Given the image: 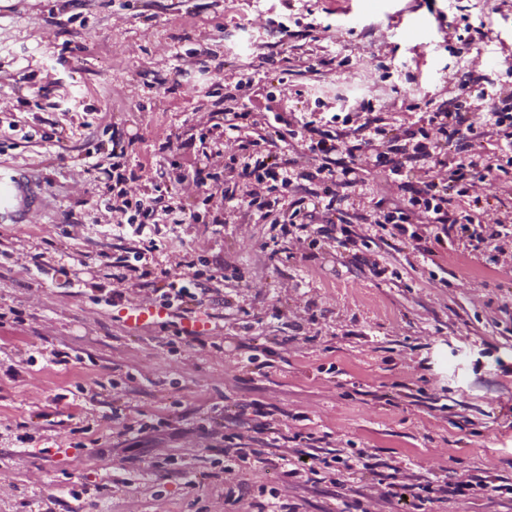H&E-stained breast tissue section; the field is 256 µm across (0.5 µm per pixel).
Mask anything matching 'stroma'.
I'll list each match as a JSON object with an SVG mask.
<instances>
[{"label": "stroma", "mask_w": 512, "mask_h": 512, "mask_svg": "<svg viewBox=\"0 0 512 512\" xmlns=\"http://www.w3.org/2000/svg\"><path fill=\"white\" fill-rule=\"evenodd\" d=\"M465 25L480 47L453 39ZM468 71L487 103L512 92V0H0V164L47 199L0 226V512H512V254L471 250L457 224H373L417 172L371 169L331 225L287 237L214 223L219 201L185 182L183 223L138 271L104 262L140 247L112 215L114 145L132 196L206 153L221 177L268 155L311 171L304 122L368 137L369 100L401 130ZM229 106L255 121L248 150L200 138ZM476 147L498 170L476 187L490 227L512 213V150ZM189 261L209 329L130 333L128 308ZM282 444L312 449L302 476L283 477ZM237 446L257 461L234 465ZM485 476L498 491L423 496Z\"/></svg>", "instance_id": "obj_1"}]
</instances>
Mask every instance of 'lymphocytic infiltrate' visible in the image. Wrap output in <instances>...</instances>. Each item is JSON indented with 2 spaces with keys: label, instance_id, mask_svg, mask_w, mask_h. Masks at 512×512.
I'll list each match as a JSON object with an SVG mask.
<instances>
[{
  "label": "lymphocytic infiltrate",
  "instance_id": "1",
  "mask_svg": "<svg viewBox=\"0 0 512 512\" xmlns=\"http://www.w3.org/2000/svg\"><path fill=\"white\" fill-rule=\"evenodd\" d=\"M480 79L473 72L462 75L458 84L449 95L441 98L428 115V125L415 130H404L406 140L412 141V148H401L399 157L389 156L380 151L376 142L385 137L386 130L382 119L376 113L373 104L366 103L361 107L365 115L363 126L370 132L369 137L341 144L339 137H323L310 144V152L322 156L324 163L318 166L317 171L322 175L324 183L323 194L326 198L322 209L325 213H332L340 201L338 188H346L365 182L368 170L359 159L365 154H372L375 167L388 169L392 175H399L408 165L421 170L436 167L445 170L446 179L442 183H435L429 177H421L417 186L411 187L410 196L404 205L394 207L376 217L379 225H392L398 234H405L406 226L412 222L421 224H454L458 221L457 210L451 209L452 196H466L469 189L475 187L477 181L486 179L491 174L489 167L481 164L479 154L473 153L468 158H453L447 153L448 146L465 149L469 143L482 135L485 129H495L497 135L504 139L507 146H512V112L508 109H488L483 117H475L474 113L461 111L458 99L464 95H471ZM434 131L436 140L424 143L421 140L426 131ZM346 150L351 157V164L332 168L326 160L339 150ZM112 171L116 175V182L120 189L112 198V212L117 218L126 219L128 224L139 227L157 225L162 223L164 216L176 213L180 204L175 196L164 194L144 193L140 197L128 198L123 185L127 182V169L124 163L115 162ZM241 178L255 182L253 190L239 192L237 186L222 182L219 176H212V184L207 190L208 197H221L222 200L236 203L244 213L259 211L262 217H269L273 211L272 203L259 191L261 185L270 181H280L282 186L291 183L290 174H277L275 163L265 159H257L245 163Z\"/></svg>",
  "mask_w": 512,
  "mask_h": 512
}]
</instances>
